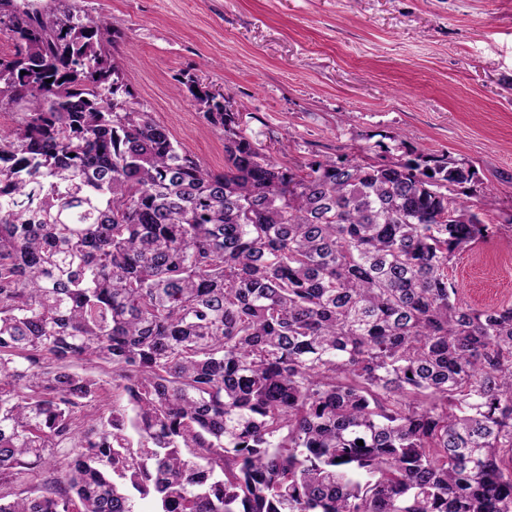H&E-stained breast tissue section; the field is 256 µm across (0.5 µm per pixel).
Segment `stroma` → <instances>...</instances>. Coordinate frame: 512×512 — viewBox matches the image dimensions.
<instances>
[{
    "mask_svg": "<svg viewBox=\"0 0 512 512\" xmlns=\"http://www.w3.org/2000/svg\"><path fill=\"white\" fill-rule=\"evenodd\" d=\"M118 30L112 53L140 108L224 168V132L186 81L223 91L279 163L379 159L391 137L475 176L488 236L448 277L460 304L512 305V0H74Z\"/></svg>",
    "mask_w": 512,
    "mask_h": 512,
    "instance_id": "35a3bbf8",
    "label": "stroma"
}]
</instances>
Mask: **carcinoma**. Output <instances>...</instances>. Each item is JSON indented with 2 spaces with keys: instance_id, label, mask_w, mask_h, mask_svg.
<instances>
[{
  "instance_id": "carcinoma-1",
  "label": "carcinoma",
  "mask_w": 512,
  "mask_h": 512,
  "mask_svg": "<svg viewBox=\"0 0 512 512\" xmlns=\"http://www.w3.org/2000/svg\"><path fill=\"white\" fill-rule=\"evenodd\" d=\"M0 35V512H512V306L448 280L474 170L278 164L190 78L211 171L103 20L0 0Z\"/></svg>"
}]
</instances>
